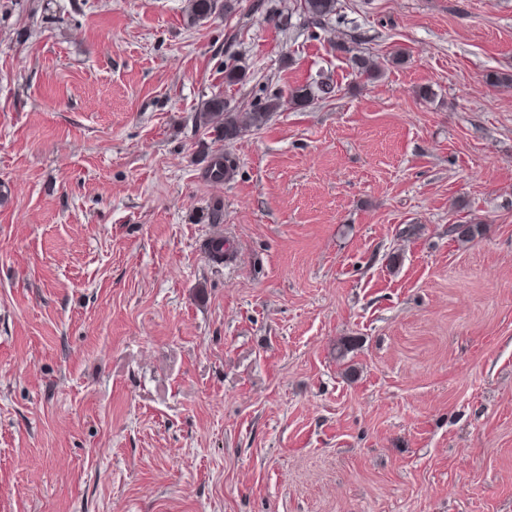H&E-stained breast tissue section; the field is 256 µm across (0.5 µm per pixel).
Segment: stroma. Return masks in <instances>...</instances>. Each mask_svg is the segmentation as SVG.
Instances as JSON below:
<instances>
[{
    "label": "stroma",
    "instance_id": "obj_1",
    "mask_svg": "<svg viewBox=\"0 0 512 512\" xmlns=\"http://www.w3.org/2000/svg\"><path fill=\"white\" fill-rule=\"evenodd\" d=\"M254 2L0 0V512H512V0ZM187 22L190 25L207 20L215 14L224 12L226 16L234 15L238 10V0H189ZM338 0H300V15L304 22L312 28L326 30L332 18L336 15ZM332 87L323 80L311 84L297 86L288 92V102L296 106H305L315 99L331 94ZM283 98L279 92L259 97L254 101L251 112L241 117L228 109L223 95L215 94L202 104L197 119L199 125L211 129L220 141H233L246 127L258 129L263 126L271 114L283 106ZM236 167L229 155L219 150L212 154L205 177L210 182L220 183L229 179L235 173Z\"/></svg>",
    "mask_w": 512,
    "mask_h": 512
}]
</instances>
